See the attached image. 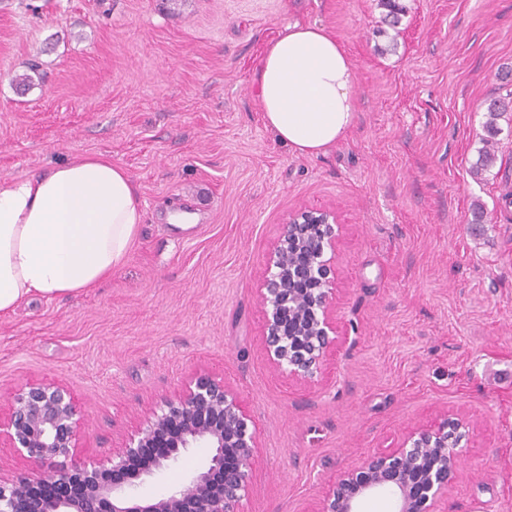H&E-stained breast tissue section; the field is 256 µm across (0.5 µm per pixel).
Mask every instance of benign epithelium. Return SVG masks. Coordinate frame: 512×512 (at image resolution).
<instances>
[{
    "mask_svg": "<svg viewBox=\"0 0 512 512\" xmlns=\"http://www.w3.org/2000/svg\"><path fill=\"white\" fill-rule=\"evenodd\" d=\"M336 211L301 208L283 224L259 288L265 313L264 343L282 373L311 382L327 348L336 343L334 252ZM466 423L446 417L416 428L399 447L368 456L329 491L323 512H360L361 502L385 495L393 512H435L456 472ZM38 463L37 472L0 474V512H235L245 493L256 433L224 378L199 370L179 395L145 419L125 445L105 461L76 470L55 460L72 454L80 422L70 393L51 383L20 388L0 437ZM189 448L209 456L185 481L158 497L140 487Z\"/></svg>",
    "mask_w": 512,
    "mask_h": 512,
    "instance_id": "7a95c632",
    "label": "benign epithelium"
}]
</instances>
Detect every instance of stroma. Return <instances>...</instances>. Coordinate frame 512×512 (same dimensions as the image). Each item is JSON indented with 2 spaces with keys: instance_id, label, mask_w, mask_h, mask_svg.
<instances>
[{
  "instance_id": "1",
  "label": "stroma",
  "mask_w": 512,
  "mask_h": 512,
  "mask_svg": "<svg viewBox=\"0 0 512 512\" xmlns=\"http://www.w3.org/2000/svg\"><path fill=\"white\" fill-rule=\"evenodd\" d=\"M401 2L386 30L378 0H0V179L105 153L144 209L97 287L0 316L1 418L18 388L61 385L82 425L64 466L104 460L205 368L257 433L237 512H321L345 471L447 414L468 429L439 512H512V119L491 171L470 172L486 99L512 93V0ZM295 22L330 30L356 70L354 125L318 157L258 111L257 61ZM302 207L340 221L339 341L312 382L271 365L258 299Z\"/></svg>"
}]
</instances>
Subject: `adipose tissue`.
<instances>
[{
  "label": "adipose tissue",
  "mask_w": 512,
  "mask_h": 512,
  "mask_svg": "<svg viewBox=\"0 0 512 512\" xmlns=\"http://www.w3.org/2000/svg\"><path fill=\"white\" fill-rule=\"evenodd\" d=\"M265 126L298 156L327 153L357 110L352 62L325 27L285 25L256 67ZM143 222L139 187L104 153L0 181V314L70 297L122 266Z\"/></svg>",
  "instance_id": "ef3b65f1"
}]
</instances>
